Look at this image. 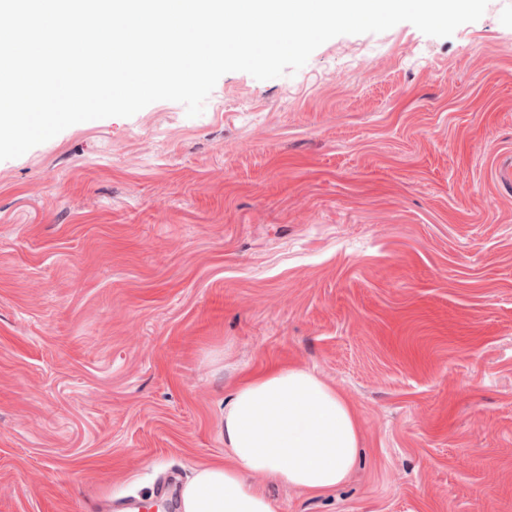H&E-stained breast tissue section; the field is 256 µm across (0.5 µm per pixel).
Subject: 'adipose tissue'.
<instances>
[{
    "instance_id": "ef3b65f1",
    "label": "adipose tissue",
    "mask_w": 512,
    "mask_h": 512,
    "mask_svg": "<svg viewBox=\"0 0 512 512\" xmlns=\"http://www.w3.org/2000/svg\"><path fill=\"white\" fill-rule=\"evenodd\" d=\"M359 444L350 403L313 372L277 366L243 377L224 405L227 458L182 487L181 512H275L252 477L321 493L348 478Z\"/></svg>"
}]
</instances>
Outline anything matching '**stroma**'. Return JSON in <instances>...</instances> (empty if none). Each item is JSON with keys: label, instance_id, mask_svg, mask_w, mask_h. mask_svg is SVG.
Instances as JSON below:
<instances>
[{"label": "stroma", "instance_id": "1", "mask_svg": "<svg viewBox=\"0 0 512 512\" xmlns=\"http://www.w3.org/2000/svg\"><path fill=\"white\" fill-rule=\"evenodd\" d=\"M270 363L362 435L276 512H512V0L0 161V512L189 480Z\"/></svg>", "mask_w": 512, "mask_h": 512}]
</instances>
